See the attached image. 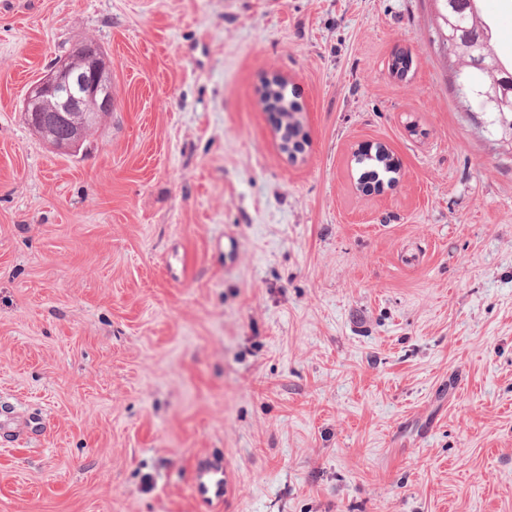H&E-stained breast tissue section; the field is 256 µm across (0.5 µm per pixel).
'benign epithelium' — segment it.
I'll return each instance as SVG.
<instances>
[{
    "mask_svg": "<svg viewBox=\"0 0 512 512\" xmlns=\"http://www.w3.org/2000/svg\"><path fill=\"white\" fill-rule=\"evenodd\" d=\"M76 57L55 60L26 93L23 112L28 123L58 149H80L89 125L111 112L112 60L96 43L79 46Z\"/></svg>",
    "mask_w": 512,
    "mask_h": 512,
    "instance_id": "1",
    "label": "benign epithelium"
}]
</instances>
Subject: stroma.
I'll use <instances>...</instances> for the list:
<instances>
[{
  "label": "stroma",
  "instance_id": "stroma-1",
  "mask_svg": "<svg viewBox=\"0 0 512 512\" xmlns=\"http://www.w3.org/2000/svg\"><path fill=\"white\" fill-rule=\"evenodd\" d=\"M433 13L0 0V414L33 421L0 437V512H200L206 454L226 512H512V143ZM90 40L119 108L63 153L23 102ZM262 101L266 104L268 109L279 112L280 123L283 121V135L282 139L287 142H292L295 150L301 151L302 144L295 141L299 134L298 129H302L299 120L296 118L295 113L301 112V107L294 100H291L285 94L282 84L273 82L270 84L266 82L262 86ZM191 490L195 499L211 507L224 505L228 493L227 469L224 459L204 458L193 470Z\"/></svg>",
  "mask_w": 512,
  "mask_h": 512
}]
</instances>
